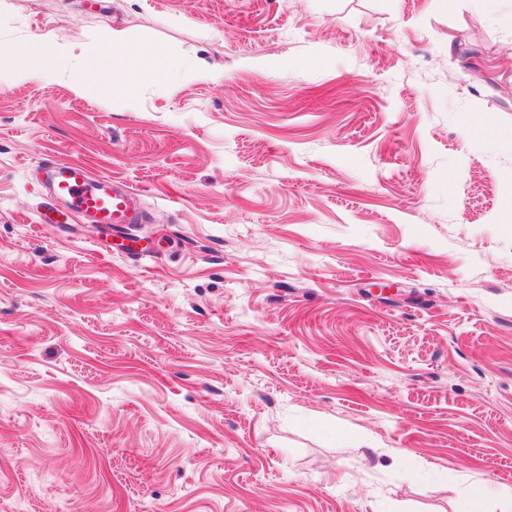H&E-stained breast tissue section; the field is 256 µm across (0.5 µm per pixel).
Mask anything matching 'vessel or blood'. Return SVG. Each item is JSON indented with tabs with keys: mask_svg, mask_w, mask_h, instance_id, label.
Masks as SVG:
<instances>
[{
	"mask_svg": "<svg viewBox=\"0 0 512 512\" xmlns=\"http://www.w3.org/2000/svg\"><path fill=\"white\" fill-rule=\"evenodd\" d=\"M45 217L54 224L72 223L75 217L101 226L126 227L143 220L142 193L106 177H91L80 161L58 164Z\"/></svg>",
	"mask_w": 512,
	"mask_h": 512,
	"instance_id": "1",
	"label": "vessel or blood"
}]
</instances>
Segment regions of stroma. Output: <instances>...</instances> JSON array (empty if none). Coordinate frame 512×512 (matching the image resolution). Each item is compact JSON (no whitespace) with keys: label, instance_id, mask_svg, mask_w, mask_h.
Listing matches in <instances>:
<instances>
[{"label":"stroma","instance_id":"1","mask_svg":"<svg viewBox=\"0 0 512 512\" xmlns=\"http://www.w3.org/2000/svg\"><path fill=\"white\" fill-rule=\"evenodd\" d=\"M106 24L224 76L0 88V512L512 489V0H0V53ZM73 159L111 251L38 221ZM50 166L57 170L53 193L49 196L44 214L51 224H72L75 216L111 230L112 225L116 229L142 222L140 190L107 177L94 179L87 166L80 161ZM58 199H65L68 205L59 207Z\"/></svg>","mask_w":512,"mask_h":512}]
</instances>
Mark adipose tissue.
<instances>
[{"instance_id": "1", "label": "adipose tissue", "mask_w": 512, "mask_h": 512, "mask_svg": "<svg viewBox=\"0 0 512 512\" xmlns=\"http://www.w3.org/2000/svg\"><path fill=\"white\" fill-rule=\"evenodd\" d=\"M7 54L13 64L7 82L19 86L41 77L50 79L69 71L76 72L75 93L87 90V78L112 77L117 63H124L125 81L135 84L168 81L167 46L131 41L126 32L111 28L102 35L95 51L71 41L62 31L33 35L12 44Z\"/></svg>"}]
</instances>
